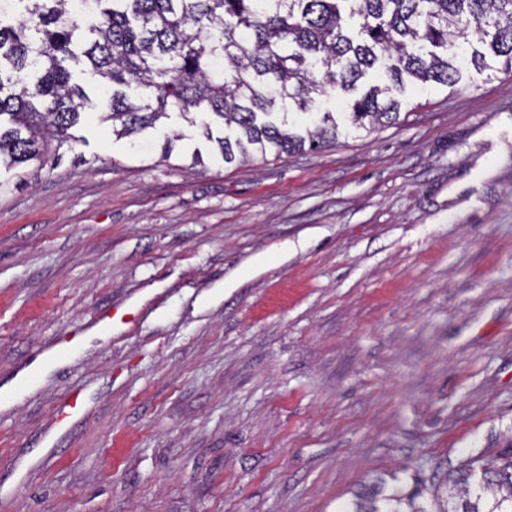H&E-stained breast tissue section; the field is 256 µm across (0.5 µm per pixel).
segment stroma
Masks as SVG:
<instances>
[{
    "mask_svg": "<svg viewBox=\"0 0 512 512\" xmlns=\"http://www.w3.org/2000/svg\"><path fill=\"white\" fill-rule=\"evenodd\" d=\"M489 63L317 151L227 164L178 113L130 140L92 112L1 168L0 385L83 344L0 399V512H347L511 446L512 77Z\"/></svg>",
    "mask_w": 512,
    "mask_h": 512,
    "instance_id": "35a3bbf8",
    "label": "stroma"
}]
</instances>
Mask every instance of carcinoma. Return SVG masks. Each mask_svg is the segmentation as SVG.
I'll return each mask as SVG.
<instances>
[{
    "instance_id": "obj_1",
    "label": "carcinoma",
    "mask_w": 512,
    "mask_h": 512,
    "mask_svg": "<svg viewBox=\"0 0 512 512\" xmlns=\"http://www.w3.org/2000/svg\"><path fill=\"white\" fill-rule=\"evenodd\" d=\"M25 18L6 24L0 8V166L45 160L95 109L112 132L134 137L176 110L215 140L224 163L256 153L318 149L338 138L333 113L309 125L334 92L358 128L400 122L392 90L453 87L461 67L485 66L490 47L512 74V0H11ZM86 59L100 81L98 103L73 82L69 63ZM382 65L392 85L358 92ZM222 121L213 137L206 117ZM442 507L422 490L355 492L350 512H512V447L471 455L444 473Z\"/></svg>"
}]
</instances>
